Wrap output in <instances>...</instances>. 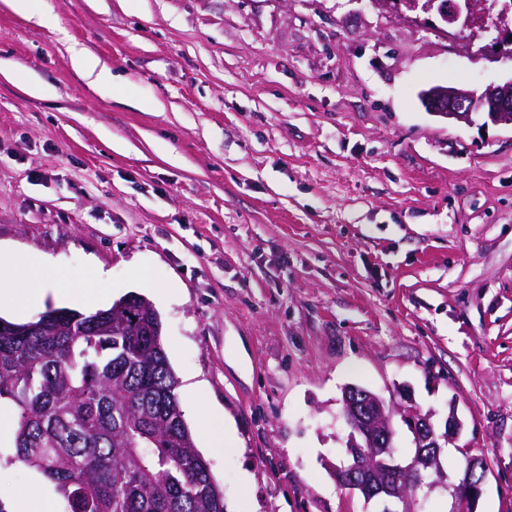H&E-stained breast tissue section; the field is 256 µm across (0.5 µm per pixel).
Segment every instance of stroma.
<instances>
[{
  "label": "stroma",
  "mask_w": 512,
  "mask_h": 512,
  "mask_svg": "<svg viewBox=\"0 0 512 512\" xmlns=\"http://www.w3.org/2000/svg\"><path fill=\"white\" fill-rule=\"evenodd\" d=\"M370 0H0V248L28 290L159 312L233 512H379L336 483L345 386L462 424L512 512V127L419 91L512 78L459 26ZM82 49L118 82L100 91ZM230 421L232 448L209 449ZM40 489L0 463V505Z\"/></svg>",
  "instance_id": "1"
}]
</instances>
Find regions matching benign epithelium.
Wrapping results in <instances>:
<instances>
[{"mask_svg":"<svg viewBox=\"0 0 512 512\" xmlns=\"http://www.w3.org/2000/svg\"><path fill=\"white\" fill-rule=\"evenodd\" d=\"M386 9L400 6L411 12H436L442 22H462V29L470 37H489L484 23V11L475 0H465L456 11H448L442 0H375ZM419 100L432 115L447 121L472 122V116L487 114L494 123L512 125V79L488 85L478 94L458 85H431L419 93ZM342 414L348 424L347 450L349 460L336 468V481L344 490L360 492L366 501L375 500L384 505L385 512H417L415 509V479L425 472L438 475L437 482L445 480L440 465L441 441L453 439L461 424L454 413H449L445 431L440 434L431 415H421L409 408H395L376 394L358 386L343 391ZM400 414L414 435L417 451L408 459L396 454L392 448L395 431L394 414ZM465 465L458 483L448 484L453 499L452 512H465L468 503L481 493L487 469L483 460L469 451L463 453Z\"/></svg>","mask_w":512,"mask_h":512,"instance_id":"1","label":"benign epithelium"}]
</instances>
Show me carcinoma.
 <instances>
[{"label": "carcinoma", "instance_id": "1", "mask_svg": "<svg viewBox=\"0 0 512 512\" xmlns=\"http://www.w3.org/2000/svg\"><path fill=\"white\" fill-rule=\"evenodd\" d=\"M150 301L0 317V409L13 422L9 463L37 471L66 512H224L195 447Z\"/></svg>", "mask_w": 512, "mask_h": 512}]
</instances>
